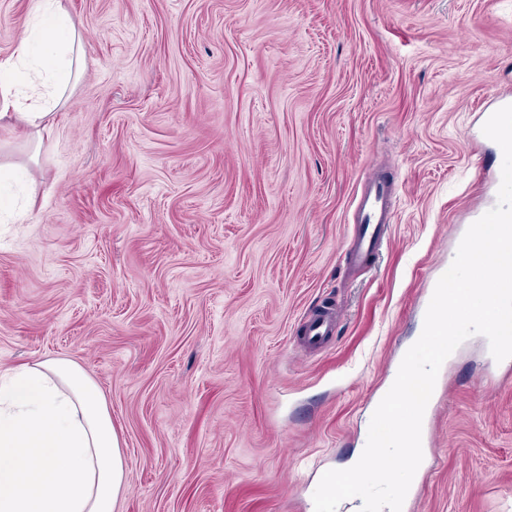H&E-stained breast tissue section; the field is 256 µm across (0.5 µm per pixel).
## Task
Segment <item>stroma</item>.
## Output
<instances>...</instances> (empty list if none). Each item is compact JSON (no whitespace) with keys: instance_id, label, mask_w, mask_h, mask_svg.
Listing matches in <instances>:
<instances>
[{"instance_id":"obj_1","label":"stroma","mask_w":512,"mask_h":512,"mask_svg":"<svg viewBox=\"0 0 512 512\" xmlns=\"http://www.w3.org/2000/svg\"><path fill=\"white\" fill-rule=\"evenodd\" d=\"M29 0H0V59ZM87 44L0 219V369L79 364L127 481L114 512H314L423 330L427 292L500 176L476 112L512 91V0H65ZM392 221L342 270L371 175ZM341 310L326 347L301 329ZM404 512H512V370L442 364Z\"/></svg>"}]
</instances>
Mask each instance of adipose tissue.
Listing matches in <instances>:
<instances>
[{
  "label": "adipose tissue",
  "instance_id": "ef3b65f1",
  "mask_svg": "<svg viewBox=\"0 0 512 512\" xmlns=\"http://www.w3.org/2000/svg\"><path fill=\"white\" fill-rule=\"evenodd\" d=\"M29 22L0 60V125L41 141L86 53L64 0H29ZM126 480L100 387L47 358L0 371V512H114Z\"/></svg>",
  "mask_w": 512,
  "mask_h": 512
}]
</instances>
